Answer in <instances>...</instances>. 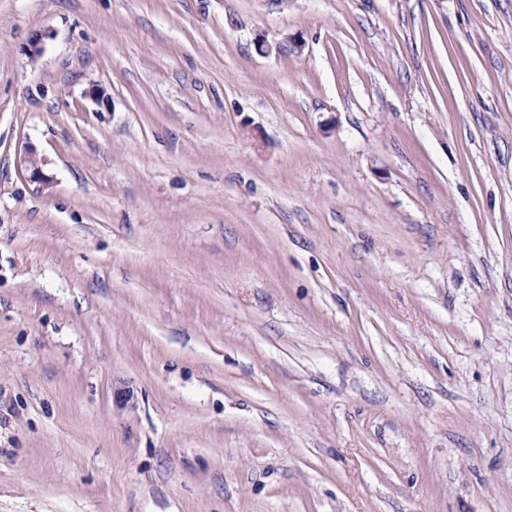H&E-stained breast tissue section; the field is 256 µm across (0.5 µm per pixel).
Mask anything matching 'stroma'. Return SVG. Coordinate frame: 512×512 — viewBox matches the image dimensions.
<instances>
[{"mask_svg":"<svg viewBox=\"0 0 512 512\" xmlns=\"http://www.w3.org/2000/svg\"><path fill=\"white\" fill-rule=\"evenodd\" d=\"M0 512H512V0H0Z\"/></svg>","mask_w":512,"mask_h":512,"instance_id":"stroma-1","label":"stroma"}]
</instances>
